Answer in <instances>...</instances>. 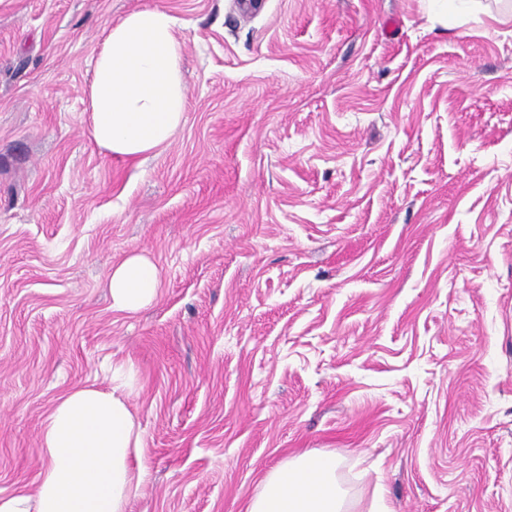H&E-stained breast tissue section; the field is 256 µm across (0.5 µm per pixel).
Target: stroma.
<instances>
[{
	"instance_id": "stroma-1",
	"label": "stroma",
	"mask_w": 512,
	"mask_h": 512,
	"mask_svg": "<svg viewBox=\"0 0 512 512\" xmlns=\"http://www.w3.org/2000/svg\"><path fill=\"white\" fill-rule=\"evenodd\" d=\"M143 7L178 20L188 106L124 160L87 90ZM133 253L161 288L127 315ZM112 361L128 512H246L306 452L390 512H512V0H0V497ZM159 286V269L140 254L129 255L113 267L106 282L113 310L127 314L150 305L157 298Z\"/></svg>"
}]
</instances>
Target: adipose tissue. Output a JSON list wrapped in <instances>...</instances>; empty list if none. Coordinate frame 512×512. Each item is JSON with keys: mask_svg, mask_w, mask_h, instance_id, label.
Instances as JSON below:
<instances>
[{"mask_svg": "<svg viewBox=\"0 0 512 512\" xmlns=\"http://www.w3.org/2000/svg\"><path fill=\"white\" fill-rule=\"evenodd\" d=\"M176 18L146 7L107 31L92 62L89 134L108 155L135 159L163 147L182 125L187 90L181 75ZM115 311L133 314L157 297V266L129 255L109 273ZM132 363L111 366L107 388L93 385L63 394L40 431L45 465L36 493L0 498V512H127L145 481L138 460L140 425L128 405ZM331 454H304L265 476L247 512H356Z\"/></svg>", "mask_w": 512, "mask_h": 512, "instance_id": "obj_1", "label": "adipose tissue"}]
</instances>
